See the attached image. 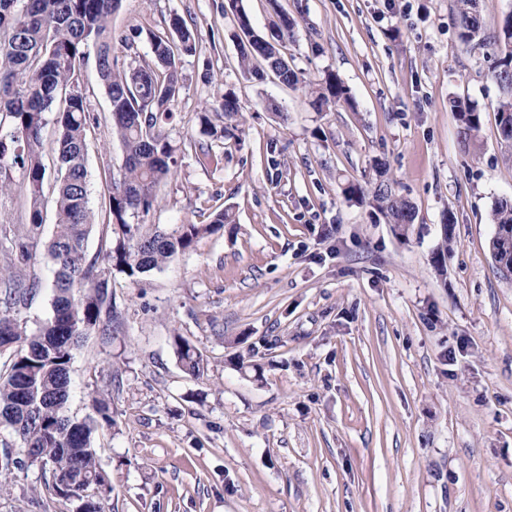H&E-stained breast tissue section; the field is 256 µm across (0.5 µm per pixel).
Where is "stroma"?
Returning a JSON list of instances; mask_svg holds the SVG:
<instances>
[{
    "instance_id": "35a3bbf8",
    "label": "stroma",
    "mask_w": 512,
    "mask_h": 512,
    "mask_svg": "<svg viewBox=\"0 0 512 512\" xmlns=\"http://www.w3.org/2000/svg\"><path fill=\"white\" fill-rule=\"evenodd\" d=\"M269 36L298 22L280 50L306 81L337 74L355 106L317 110L304 85L238 65L224 0H122L114 39L150 57L149 35L180 17L183 57L170 128L176 165L142 224H200L202 209L234 221L132 284L112 276L118 319L71 363L68 412L109 395L114 427L98 430L108 512H512V277L491 253L495 203L512 201V144L498 134L499 95L483 50L460 44L455 0H241ZM83 89L99 123L87 133L89 202L101 209L123 160L94 63ZM233 92L242 110L205 106ZM483 108L466 135L451 103ZM229 136H222V129ZM223 152L202 167L196 142ZM385 162L416 218L398 234L347 200ZM0 195V225L24 229L23 169ZM454 244L444 275L432 256L444 224ZM19 317L51 314V264ZM199 349L194 377L171 344ZM274 349L244 365L248 346ZM48 495L40 467L0 483V512H72Z\"/></svg>"
}]
</instances>
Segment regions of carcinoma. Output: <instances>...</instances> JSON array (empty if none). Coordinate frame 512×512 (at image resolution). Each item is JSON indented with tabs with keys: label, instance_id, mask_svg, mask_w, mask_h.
I'll return each mask as SVG.
<instances>
[{
	"label": "carcinoma",
	"instance_id": "obj_1",
	"mask_svg": "<svg viewBox=\"0 0 512 512\" xmlns=\"http://www.w3.org/2000/svg\"><path fill=\"white\" fill-rule=\"evenodd\" d=\"M121 0H0V173L18 166L26 173L24 190L30 198L29 227L17 234L0 264V336L9 338L10 355L0 372V481L26 464L47 460L50 479L46 490L70 501L74 512H105L97 479L102 468L93 434L112 425L110 403L104 394L92 395V413L82 420L67 413L70 365L74 351L92 334L112 335L116 303L112 297V272L139 281L160 269L175 255L191 250L202 238L224 229L230 215L220 210L209 222L181 224H131L128 216L148 213L159 204L156 187L171 171L172 147L168 125L181 89L182 56L195 52L185 22L174 17L165 32L151 33L153 58L139 55L119 63L112 42V14ZM224 15L232 16L243 34L239 65L243 72L259 75L268 70L287 86L301 82L298 73L281 56L277 42L291 35L294 17L279 12V24L267 39L253 31L250 16L240 0H226ZM456 36L460 43H484L479 0H456ZM493 44L490 73L501 96L495 104L499 134L512 144V14L508 15ZM101 57L98 68L110 101L112 139L123 149L121 178L112 183L103 226L108 250L102 260H89L85 243L96 224L89 204L87 130L98 117L87 104L79 64L91 55ZM318 107L352 104L349 88L335 74L326 75L315 97ZM57 114V164L52 195L55 227L47 244H41L44 223V186L48 181L42 142L45 115ZM452 112L464 129L476 134L482 109L468 99L453 101ZM196 155L207 166H219L224 154L198 144ZM379 180L351 181L344 188L349 199L366 203L381 213L396 230L405 231L415 220L414 207L397 194L377 164ZM497 227L512 228V202L501 200L492 211ZM453 236L443 232L433 264L443 272ZM49 256L52 316L35 333L19 318L20 309L42 288L37 277L26 274L40 247ZM175 353L189 374L205 371L198 348L187 337H172Z\"/></svg>",
	"mask_w": 512,
	"mask_h": 512
}]
</instances>
